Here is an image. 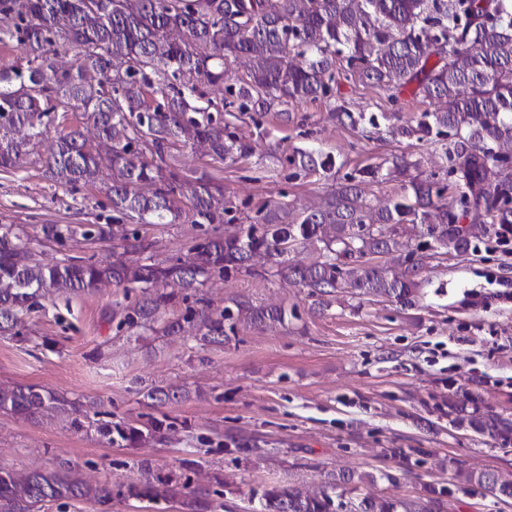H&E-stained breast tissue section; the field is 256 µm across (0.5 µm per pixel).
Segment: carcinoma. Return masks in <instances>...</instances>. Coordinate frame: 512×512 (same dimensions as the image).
Wrapping results in <instances>:
<instances>
[{
    "mask_svg": "<svg viewBox=\"0 0 512 512\" xmlns=\"http://www.w3.org/2000/svg\"><path fill=\"white\" fill-rule=\"evenodd\" d=\"M0 43L15 40L25 63L0 69V172L24 167L60 118V131L42 167L61 187H104L112 223L81 233L112 240L113 261L42 263L27 231L0 225V335L18 336L23 317L40 299L88 294L110 282L140 297L122 310L121 323L164 337H190L222 346L238 327L288 323V308L245 296L222 308L199 296L214 279H228L262 263L278 279L331 307L340 295L415 305L423 272L440 256L466 254L475 239L512 241V0H0ZM74 52L59 67L60 51ZM250 65L226 87L220 105L205 88L224 85L231 65ZM400 90L430 102L408 121L380 126L374 113L355 114L338 102L335 116L364 134L445 142L448 181L413 174L402 153L381 157L337 184L318 203L296 210L263 201L251 207L225 195L217 173L186 175L170 163L181 147L202 145L214 161H246L251 142L240 135L250 112L291 121L288 106L318 102L342 82ZM269 157L306 173L326 172L335 161L320 150L271 146ZM398 181L400 194L384 202L368 186ZM226 225L206 235L188 255L158 260L139 225ZM47 240L74 236L71 224H44ZM298 249L313 253L295 261ZM195 297L196 307L167 320L160 311ZM186 396L174 385L150 388L144 398L164 406ZM458 421L507 443L512 421L498 415ZM66 417L82 430L80 403L39 385L0 386V413ZM164 422L143 427L105 423L110 444L132 447L161 433ZM454 479L492 497H512V472L459 466ZM365 476L338 472L314 489L284 482L265 487L253 512H411L387 497L354 498ZM172 480L146 477L123 496L149 501L175 497ZM91 499L112 502V484L91 483L72 468L17 472L0 466V512H35L46 503ZM190 512H212L205 488L190 493Z\"/></svg>",
    "mask_w": 512,
    "mask_h": 512,
    "instance_id": "cac0c4a2",
    "label": "carcinoma"
}]
</instances>
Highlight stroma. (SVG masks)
<instances>
[{
  "instance_id": "obj_1",
  "label": "stroma",
  "mask_w": 512,
  "mask_h": 512,
  "mask_svg": "<svg viewBox=\"0 0 512 512\" xmlns=\"http://www.w3.org/2000/svg\"><path fill=\"white\" fill-rule=\"evenodd\" d=\"M346 101L354 112L413 116L423 103L410 91L344 85L331 98L294 103L290 124L265 116L248 128L254 155L214 164L203 148L177 156L185 169L220 166L224 192L235 199H272L303 206L337 183L321 174L294 177L292 166L265 157L269 143L318 147L345 172L375 158L406 153L423 174L444 177L440 144L367 140L331 113ZM106 198L66 189L38 163L0 172V225L25 226L47 263L68 258L108 259L111 242L82 237L46 241L44 224H94L111 218ZM159 259L185 254L203 230L188 223L141 230ZM419 303L401 308L339 297L320 310L306 289L239 273L203 290L214 305L246 296L288 308L286 326L241 328L221 347L151 335L120 325L124 289L104 283L89 294L43 302L26 319L23 335H0V383L36 384L79 402L91 422L75 430L59 415L25 419L0 414V465L19 472L72 467L90 481H108L110 508L92 500L60 501L45 512H188L195 487L208 489L214 512H250L269 484L322 482L330 471L374 475L358 495L422 502L430 486L448 488L444 512H512L483 488L453 478L455 462L477 470H511L512 442L504 444L459 424L448 403L470 395L481 412L512 419V243L485 238L474 253L432 262ZM184 386L186 396L162 408L146 404L153 386ZM169 417L163 437L122 448L109 444L97 423L136 426ZM152 475L172 478L170 500L124 497L128 485Z\"/></svg>"
}]
</instances>
